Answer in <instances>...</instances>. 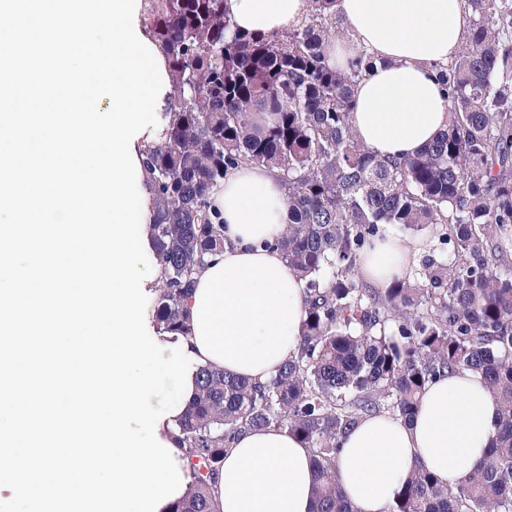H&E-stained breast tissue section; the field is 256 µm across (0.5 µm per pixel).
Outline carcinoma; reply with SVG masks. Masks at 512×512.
I'll return each mask as SVG.
<instances>
[{
	"label": "carcinoma",
	"mask_w": 512,
	"mask_h": 512,
	"mask_svg": "<svg viewBox=\"0 0 512 512\" xmlns=\"http://www.w3.org/2000/svg\"><path fill=\"white\" fill-rule=\"evenodd\" d=\"M224 3L144 0L170 77L140 148L156 325L173 342L188 332L195 276L224 251L211 199L243 165L277 170L284 187L286 229L264 245L304 282V318L296 352L265 382L197 368L195 397L169 430L190 481L168 512H219L210 485L224 453L270 425L311 453V512H355L336 480L342 439L374 414L411 420L426 385L460 370L500 405L488 459L453 487L414 466L389 512H512V263L494 245L512 232V0H466L469 37L434 65L448 129L401 161L353 131L354 88L376 58L359 48L346 68L330 62L336 0H309L282 36L237 31ZM384 225L434 227L447 252L369 289L358 265Z\"/></svg>",
	"instance_id": "cac0c4a2"
}]
</instances>
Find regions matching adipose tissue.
<instances>
[{"mask_svg": "<svg viewBox=\"0 0 512 512\" xmlns=\"http://www.w3.org/2000/svg\"><path fill=\"white\" fill-rule=\"evenodd\" d=\"M235 27L273 35L301 22L307 0H227ZM336 13L354 43H330L343 66L354 45L377 63L354 90L352 125L384 159L416 155L448 127L450 103L432 71L465 42V0H337ZM224 221V252L196 276L184 307L188 352L225 372L268 380L297 348L303 283L266 244L288 221L284 188L274 171L244 166L213 195ZM408 247L375 240L360 276L387 286L405 266ZM498 404L479 375L460 371L427 384L411 423L388 414L368 417L342 442L336 475L355 512H388L415 464L445 485L486 460ZM314 469L308 448L282 427L244 434L224 456L212 486L221 512H310Z\"/></svg>", "mask_w": 512, "mask_h": 512, "instance_id": "ef3b65f1", "label": "adipose tissue"}]
</instances>
